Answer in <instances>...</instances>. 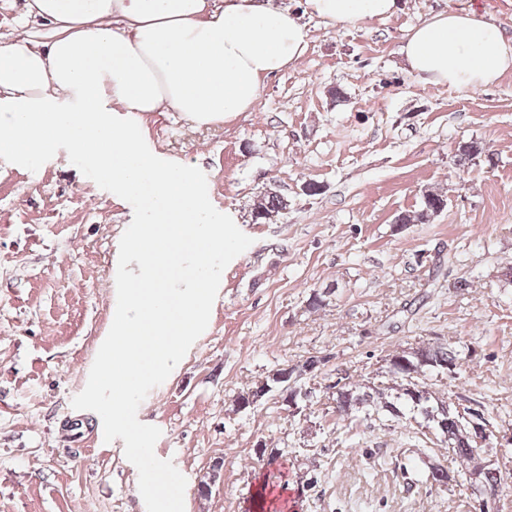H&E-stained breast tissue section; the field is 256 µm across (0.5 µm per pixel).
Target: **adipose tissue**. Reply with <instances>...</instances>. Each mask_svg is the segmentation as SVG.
Wrapping results in <instances>:
<instances>
[{"instance_id": "adipose-tissue-1", "label": "adipose tissue", "mask_w": 512, "mask_h": 512, "mask_svg": "<svg viewBox=\"0 0 512 512\" xmlns=\"http://www.w3.org/2000/svg\"><path fill=\"white\" fill-rule=\"evenodd\" d=\"M333 26L387 19L398 0H307ZM47 42H0V156L35 165L69 147L113 197L135 202V260L112 311L101 394L123 422L145 382L178 367L224 279L226 217L205 176L148 141L145 116L167 108L199 125L256 107L263 81L298 63L308 35L275 0H30ZM422 83L461 89L512 72V38L468 7L415 26L401 48Z\"/></svg>"}]
</instances>
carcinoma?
Listing matches in <instances>:
<instances>
[{"label": "carcinoma", "instance_id": "1", "mask_svg": "<svg viewBox=\"0 0 512 512\" xmlns=\"http://www.w3.org/2000/svg\"><path fill=\"white\" fill-rule=\"evenodd\" d=\"M444 205L442 196L429 193L419 212L401 214L399 219L404 224L424 223L431 215L441 210ZM286 207L284 199L278 194L264 196L256 205L260 212L271 215ZM459 359L458 349L445 344L428 346L419 356L414 358L413 372L388 369L383 365L384 379L380 381L369 380L365 383L352 381V375L345 373L342 379L346 380L336 391V412L339 419L353 422L359 418L372 417L392 418L397 421L405 417V411L415 412L423 417L428 427L433 430V438L429 443L448 449V456L457 464V468L450 470L439 463L426 464V479L445 485L450 481L472 484H482L488 493L496 494L498 475L484 466L486 454L485 446L477 445L471 438L469 431L462 427L463 419L459 412L487 423L484 414L463 404H454L440 399L427 391L425 395L414 397L410 386L413 381L420 380L418 371L431 369L436 372L443 368L455 367Z\"/></svg>", "mask_w": 512, "mask_h": 512}]
</instances>
